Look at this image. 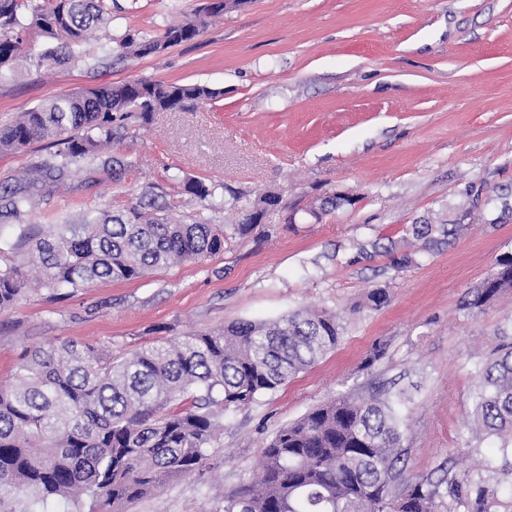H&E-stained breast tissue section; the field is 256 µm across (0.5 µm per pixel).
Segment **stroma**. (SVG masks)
<instances>
[{
	"label": "stroma",
	"instance_id": "obj_1",
	"mask_svg": "<svg viewBox=\"0 0 512 512\" xmlns=\"http://www.w3.org/2000/svg\"><path fill=\"white\" fill-rule=\"evenodd\" d=\"M203 0H105L107 29L66 66L38 61L28 34L0 69V124L102 83H201L214 100L125 121L95 158L65 170L25 216L37 228L120 212L144 191L172 223L236 217L224 200L273 192L279 206L223 252L74 293L26 291L0 312V387L28 348L75 341L120 360L163 338L301 308L348 322L335 350L277 390L224 414L213 469L166 482L123 512H221L262 468L282 426L340 395H411L405 474L480 478L512 512V451L469 425L478 371L512 343V290L483 311L472 288L512 256V0H247L196 39L117 59L130 31L193 20ZM52 140L0 154V188L36 176ZM204 181L209 209L178 180ZM352 202L322 219L331 194ZM431 224V243L412 234ZM409 256L395 268L394 260ZM388 303L364 308L369 289ZM379 360H372L374 349Z\"/></svg>",
	"mask_w": 512,
	"mask_h": 512
}]
</instances>
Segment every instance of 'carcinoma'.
<instances>
[{"mask_svg":"<svg viewBox=\"0 0 512 512\" xmlns=\"http://www.w3.org/2000/svg\"><path fill=\"white\" fill-rule=\"evenodd\" d=\"M108 21L104 0H0V68L15 61L24 36L46 39L38 58L65 64L89 31ZM196 21L170 24L156 36L127 33L120 55L148 56L190 42ZM220 92L203 84L137 79L64 92L0 127V152L44 138L63 144L42 178L9 192L5 208L16 219L29 212L39 185L70 165L95 156L118 138L135 115L184 108ZM203 203L213 196L201 180L182 181ZM266 194L239 204L238 223L226 228L198 218L171 224L137 201L126 210L90 211L78 224H51L42 237L19 225L17 244L35 246L29 259L46 290H77L100 280H133L173 263L224 250L262 223ZM352 199L332 195L311 209L319 220ZM512 288V257L472 291L467 308L480 311ZM24 292L20 266L0 265V311ZM347 330L327 311L298 309L276 320H239L222 328L167 339L134 356H112L73 341L26 349L14 383L0 391V495L23 491L28 512L56 501L81 512L85 501L112 507L153 492L166 481L211 468L208 448L224 431V412L251 404L333 351ZM405 390L374 400L339 397L281 427L265 446L261 478L224 499V512H440L444 498L465 500L472 512H497V500L470 476L449 487L428 477H406L401 463ZM475 424L512 443V343L486 363L470 411Z\"/></svg>","mask_w":512,"mask_h":512,"instance_id":"1","label":"carcinoma"}]
</instances>
